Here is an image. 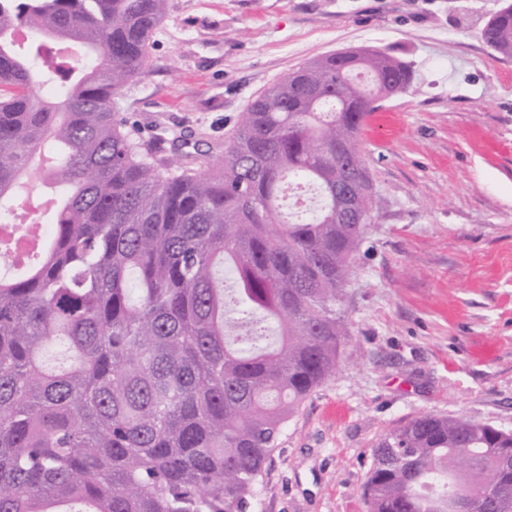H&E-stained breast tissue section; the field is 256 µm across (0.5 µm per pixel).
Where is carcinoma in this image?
<instances>
[{"instance_id":"carcinoma-1","label":"carcinoma","mask_w":512,"mask_h":512,"mask_svg":"<svg viewBox=\"0 0 512 512\" xmlns=\"http://www.w3.org/2000/svg\"><path fill=\"white\" fill-rule=\"evenodd\" d=\"M168 2L0 0V512H249L349 336L365 225L336 219V184L359 180L369 218L358 136L413 67L379 49L318 58L193 169L116 110ZM483 37L512 57V4ZM63 44L85 51L76 78ZM290 180L319 196L300 221L277 205ZM373 455L366 512H512V432L424 414Z\"/></svg>"}]
</instances>
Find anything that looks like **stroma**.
<instances>
[{
	"mask_svg": "<svg viewBox=\"0 0 512 512\" xmlns=\"http://www.w3.org/2000/svg\"><path fill=\"white\" fill-rule=\"evenodd\" d=\"M505 0H170L117 101L144 137L224 156L251 101L309 61L377 47L416 84L359 147L370 220L335 374L283 428L252 512H365L375 440L427 413L512 431V58L482 31Z\"/></svg>",
	"mask_w": 512,
	"mask_h": 512,
	"instance_id": "35a3bbf8",
	"label": "stroma"
}]
</instances>
